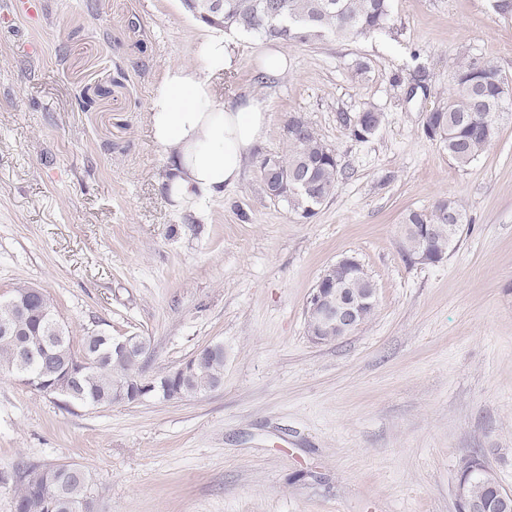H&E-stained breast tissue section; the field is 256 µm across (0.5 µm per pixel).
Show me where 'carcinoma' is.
<instances>
[{"instance_id": "obj_1", "label": "carcinoma", "mask_w": 512, "mask_h": 512, "mask_svg": "<svg viewBox=\"0 0 512 512\" xmlns=\"http://www.w3.org/2000/svg\"><path fill=\"white\" fill-rule=\"evenodd\" d=\"M273 13L262 11V0H193V14L203 23L218 29L252 37L278 39L288 43H308L326 37L360 36L384 30L391 19V0H275ZM512 101V85L500 68L490 59L472 57L458 66L454 85L443 105L428 117L429 132H442L439 144L460 167L480 156L500 134L503 112ZM342 122L356 141H365L382 123V113L366 108L354 116L345 115ZM297 131L288 132V151L284 155L265 156L259 172L263 189H272L276 175L291 177L301 172L308 183L304 192L288 191V197L274 199L303 219L316 214V208L332 197L343 173L338 169L335 153L319 138L305 120ZM436 224L440 233L432 244L434 254L452 251L460 241L465 215L456 202L444 200L431 213L409 212L403 220L402 251L407 261L420 246L410 225ZM372 279L366 273L353 278L336 277L338 293L361 295ZM54 315L50 297L42 295L32 303L27 319V336L0 335V374L20 376L19 368L33 363L31 387L46 392L47 386L67 372L77 354L70 337L44 335L46 319ZM113 336L97 330L84 337L81 372L72 382L71 394L64 405L101 406L117 402L119 388L134 389L137 377L143 374L147 349L132 345L128 354L118 356L112 348ZM188 378L172 373L154 378L157 389H164L177 399L196 396L216 389L224 378V354L202 356L190 361ZM471 458L481 472L471 476L472 496L477 508L458 512H512V494L496 476H487L490 469L484 454L475 452ZM37 469L34 463L17 468L12 478L18 485L15 512H78L92 500L93 478L86 470L79 472L62 465L45 467V477L38 483L27 479Z\"/></svg>"}]
</instances>
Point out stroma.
I'll return each instance as SVG.
<instances>
[{
	"instance_id": "1",
	"label": "stroma",
	"mask_w": 512,
	"mask_h": 512,
	"mask_svg": "<svg viewBox=\"0 0 512 512\" xmlns=\"http://www.w3.org/2000/svg\"><path fill=\"white\" fill-rule=\"evenodd\" d=\"M38 2L0 22V298L41 289L76 350L95 329L144 337L150 379L223 344L224 383L66 407L0 375V512H15L8 476L23 462L84 467L94 512H456L459 462L477 450L512 493V112L466 167L424 132L459 59L512 79V11L391 0L389 26L367 36L232 35L213 105L251 98L268 125L200 216L169 197L146 115L166 69L199 63L213 27L180 0ZM268 50L288 70L261 85ZM367 107L383 119L360 142L340 117ZM294 117L344 172L308 220L259 173ZM448 198L468 218L457 248L406 261L404 216ZM345 256L374 280L376 312L314 343L307 300Z\"/></svg>"
}]
</instances>
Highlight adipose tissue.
Listing matches in <instances>:
<instances>
[{
	"instance_id": "adipose-tissue-1",
	"label": "adipose tissue",
	"mask_w": 512,
	"mask_h": 512,
	"mask_svg": "<svg viewBox=\"0 0 512 512\" xmlns=\"http://www.w3.org/2000/svg\"><path fill=\"white\" fill-rule=\"evenodd\" d=\"M233 63L226 36L208 37L200 63L169 68L149 104L154 139L170 158L165 183L177 208L201 210L233 188L247 154L264 138L268 115L253 100L212 105L211 77Z\"/></svg>"
}]
</instances>
